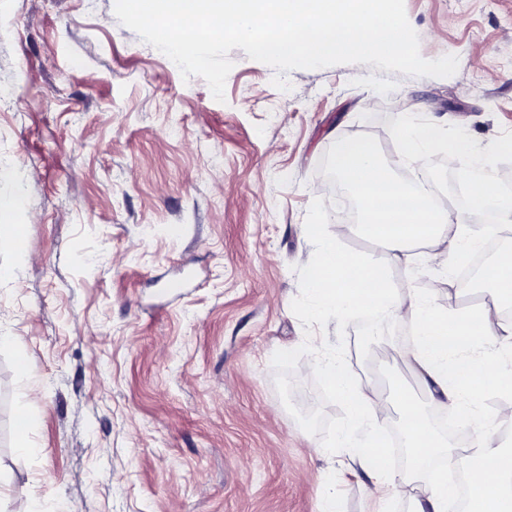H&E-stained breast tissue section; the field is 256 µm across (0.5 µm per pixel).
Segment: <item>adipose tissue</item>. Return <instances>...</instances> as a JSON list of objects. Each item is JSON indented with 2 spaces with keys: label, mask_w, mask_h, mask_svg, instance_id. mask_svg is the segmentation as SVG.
<instances>
[{
  "label": "adipose tissue",
  "mask_w": 512,
  "mask_h": 512,
  "mask_svg": "<svg viewBox=\"0 0 512 512\" xmlns=\"http://www.w3.org/2000/svg\"><path fill=\"white\" fill-rule=\"evenodd\" d=\"M316 242L320 265L313 270L308 288L315 308L338 315L376 308L392 318L412 321L416 340L406 358L416 378L429 392L440 393L450 410L474 403V387L482 383L484 373L466 357L474 337L512 348V333L502 335L496 330V314L486 307L465 315L442 313L423 298L405 301L386 288L369 262L341 253L336 236L320 234ZM324 369L357 421H372L383 412L380 396L356 387L352 375L337 366L335 359H326ZM404 430L411 454L410 470L430 512H448L449 489L447 477L424 467L428 456L440 457L447 467L462 466L471 488L464 512H512V459L496 467L490 465L489 459L496 453L491 433H480L473 448L460 454L437 443L421 415L411 408L405 413ZM338 445L356 448L359 466L371 473L369 496L386 504L395 489L396 475L380 466L379 446H357L356 435L350 429L341 432Z\"/></svg>",
  "instance_id": "obj_1"
}]
</instances>
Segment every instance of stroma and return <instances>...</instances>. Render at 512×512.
<instances>
[{
	"label": "stroma",
	"instance_id": "stroma-1",
	"mask_svg": "<svg viewBox=\"0 0 512 512\" xmlns=\"http://www.w3.org/2000/svg\"><path fill=\"white\" fill-rule=\"evenodd\" d=\"M404 2L421 56H457L453 76L339 64L290 71L282 91L236 48L220 103L122 25L115 0H0V169L15 174L0 194L23 190L25 227L23 249L0 245L15 272L0 278V512L18 496L40 512H319L330 492L342 512H373L353 452L300 428L271 364L304 339L341 340L362 388L386 389L382 365L421 388L403 359L410 323L365 359L356 323L309 338L291 309L320 168L335 142L369 134L416 179L388 130L401 113L482 149L512 131V0ZM337 246L402 299L493 304L444 275L434 244L398 256L349 224ZM27 384L40 397L22 454ZM39 391L36 388L27 386L21 395L17 415H16V447L23 452H28L30 448L29 434L34 428V421L30 416L27 405L39 398Z\"/></svg>",
	"mask_w": 512,
	"mask_h": 512
}]
</instances>
